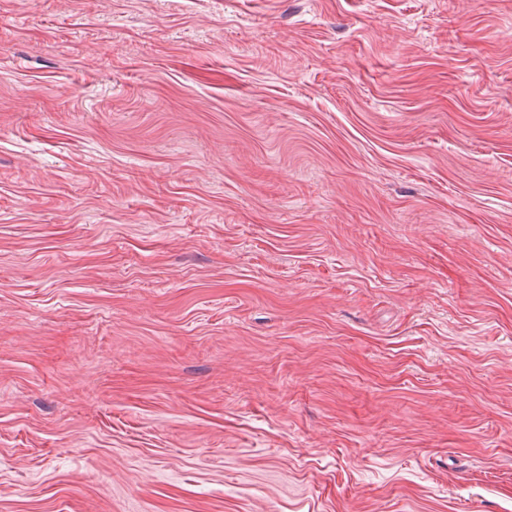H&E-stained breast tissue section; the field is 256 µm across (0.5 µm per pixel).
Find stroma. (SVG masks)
<instances>
[{
  "label": "stroma",
  "mask_w": 512,
  "mask_h": 512,
  "mask_svg": "<svg viewBox=\"0 0 512 512\" xmlns=\"http://www.w3.org/2000/svg\"><path fill=\"white\" fill-rule=\"evenodd\" d=\"M0 512H512V0H0Z\"/></svg>",
  "instance_id": "1"
}]
</instances>
